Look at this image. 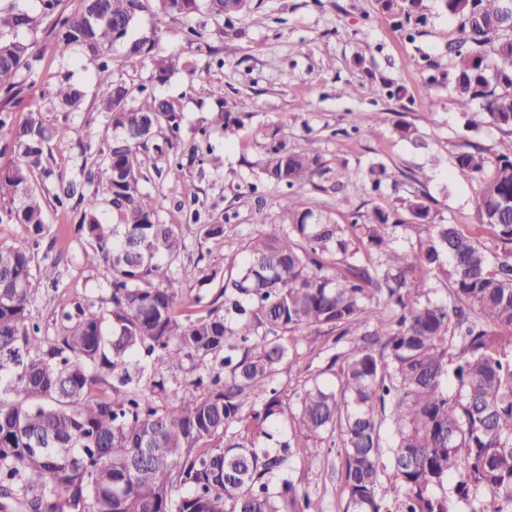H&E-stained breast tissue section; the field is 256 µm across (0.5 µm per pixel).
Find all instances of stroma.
Instances as JSON below:
<instances>
[{
	"mask_svg": "<svg viewBox=\"0 0 512 512\" xmlns=\"http://www.w3.org/2000/svg\"><path fill=\"white\" fill-rule=\"evenodd\" d=\"M428 6L423 23L406 24L382 11L376 0H254L249 13L230 22L196 17L193 25L200 36L192 42L183 34V20L146 6L138 30L160 32L164 50L181 53L192 72L161 83L150 65L123 62L124 46H114L109 57L120 65L119 78L144 86L139 104L162 96L180 107L181 149L198 143V128L207 125L221 101L231 96L241 101L238 140L228 143L220 130L208 131L223 167L213 168L202 150L198 163L167 168L157 176L153 152L140 154L149 176L143 200L161 220L180 219L176 206L183 181L190 179L199 189V209L224 225L218 240L200 236L195 226L184 227V263L228 272L243 262L251 237L266 225L282 223L280 189L267 185L258 194L249 191L258 184L264 159L262 145L253 137L261 126L287 125L292 145L320 158L324 173L296 197L299 209L330 212L340 224L353 223L377 207L390 211L396 221L393 244L406 252L416 250L420 235L406 208L415 195L431 196L433 223L476 224L478 181L460 174L456 157L475 145L487 161H495L512 133L492 124L479 106L466 112L456 106L448 47L459 37V24L438 0H428ZM53 24V18L44 19L37 34L45 52L33 84L8 105L7 123L0 127V168L13 159L7 149L12 128L36 107L46 123L84 125L93 144L105 143L104 126L91 102H83L77 112L55 110L49 103V90L66 70L86 94L95 92L94 62L63 61L49 50L47 34ZM381 113L386 116L382 124L376 121ZM402 123L415 128V140L401 138L397 127ZM379 163L389 178L376 189L368 171ZM48 219V232L37 245L24 226L0 222V245L30 248L44 282L31 316L42 335L52 336L63 309L103 293L105 286L82 261L74 212L52 204ZM301 336L296 359L278 376L290 397L330 355V336L313 329ZM336 466L331 454L297 469L301 485L321 497L323 512H341Z\"/></svg>",
	"mask_w": 512,
	"mask_h": 512,
	"instance_id": "1",
	"label": "stroma"
}]
</instances>
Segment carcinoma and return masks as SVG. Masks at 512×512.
Here are the masks:
<instances>
[{
    "mask_svg": "<svg viewBox=\"0 0 512 512\" xmlns=\"http://www.w3.org/2000/svg\"><path fill=\"white\" fill-rule=\"evenodd\" d=\"M185 19L248 13L253 0H156ZM460 22L450 46L454 101L474 104L512 132V0H439ZM34 14L0 7V91L23 93V72L41 60L35 36L58 0ZM407 20L426 0H376ZM144 0H84L58 21L54 51L98 62L94 108L111 133L92 151L83 126L52 127L28 111L0 169V210L34 241L47 231L48 199L33 182L54 175L51 142L77 147L90 164L58 178L53 198L75 201L83 260L108 285L61 314L40 335L30 306L41 288L30 251L0 247V512H322L298 486L292 461L312 464L335 449L343 512H512V141L487 165L475 147L457 156L479 182L478 224H429L427 197L407 209L424 222L415 253L393 246L392 215L363 223L300 211L286 197V224H270L235 272L184 264L182 225L143 201L140 149L153 145L156 173L177 159L181 114L168 99L137 104L114 77L107 52L149 61L164 81L186 70L159 49L156 30L126 41ZM83 87L65 75L50 95L79 110ZM240 102L226 99L210 121L229 141ZM170 137L152 143L155 129ZM261 177L297 191L322 173L319 156L288 144V127L262 126ZM112 206L108 223L101 205ZM192 223L206 238L224 225ZM500 254L490 259L481 231ZM220 279L210 309H197L159 278ZM451 284L448 302L429 297L431 279ZM324 329L335 349L305 380L296 410L277 376L297 357L304 329ZM189 374V396L178 374ZM280 434L272 449L261 439Z\"/></svg>",
    "mask_w": 512,
    "mask_h": 512,
    "instance_id": "obj_1",
    "label": "carcinoma"
}]
</instances>
